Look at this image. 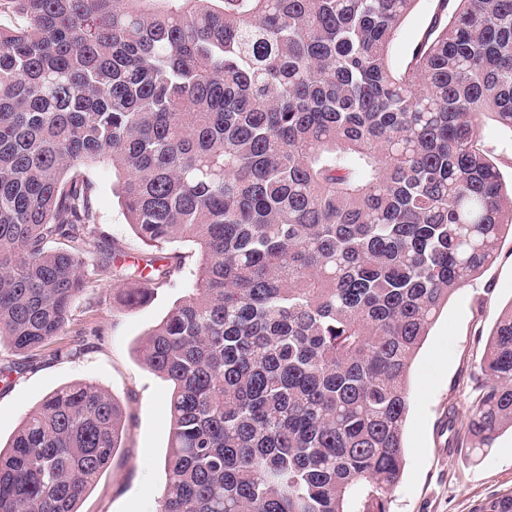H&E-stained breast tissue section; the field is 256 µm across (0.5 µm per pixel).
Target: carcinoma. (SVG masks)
<instances>
[{
    "mask_svg": "<svg viewBox=\"0 0 512 512\" xmlns=\"http://www.w3.org/2000/svg\"><path fill=\"white\" fill-rule=\"evenodd\" d=\"M417 2L0 0V348L68 332L89 259L132 310L181 271L165 249L194 247L140 348L170 386L157 512H390L411 365L512 234L480 141L487 117L512 131V0H438L396 70ZM96 162L135 268L102 249ZM481 371L450 448L512 431V306ZM123 418L91 382L49 394L0 449V512H78ZM435 7V0H419L417 2L414 11L402 27L393 51L391 62L394 68H405L413 47L430 24Z\"/></svg>",
    "mask_w": 512,
    "mask_h": 512,
    "instance_id": "obj_1",
    "label": "carcinoma"
}]
</instances>
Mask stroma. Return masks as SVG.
<instances>
[{"label": "stroma", "mask_w": 512, "mask_h": 512, "mask_svg": "<svg viewBox=\"0 0 512 512\" xmlns=\"http://www.w3.org/2000/svg\"><path fill=\"white\" fill-rule=\"evenodd\" d=\"M435 7V0H418L399 34L391 57L394 68H405ZM88 174L98 189L99 235L134 243L112 194L111 167L98 164ZM178 251L188 261L175 287L158 289L132 310L120 306L111 275L90 268L92 285L74 304L82 338L71 333L55 338L25 360L20 373L0 381L4 444L43 398L75 381L96 383L123 405V446L82 499L79 512H156L164 493L169 386L144 365L137 347L193 280L191 245H180ZM511 306L512 237L507 236L483 274L449 300L412 365L406 465L392 494L391 512H473L481 500L512 492V434L503 433L478 457L467 443L449 447L443 423L452 405L460 419L469 417L486 340L501 312Z\"/></svg>", "instance_id": "35a3bbf8"}]
</instances>
